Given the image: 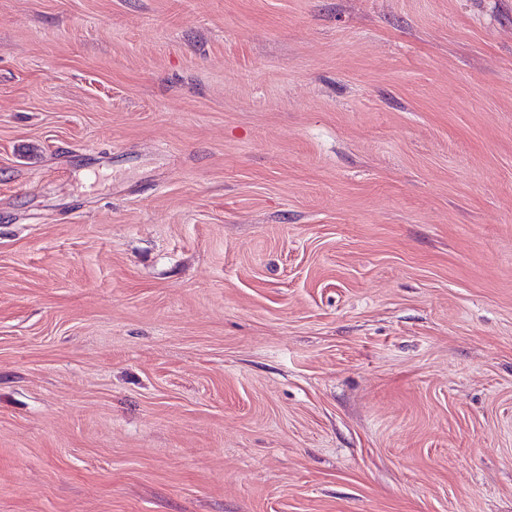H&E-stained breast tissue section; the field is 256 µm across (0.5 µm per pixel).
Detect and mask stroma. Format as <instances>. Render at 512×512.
I'll list each match as a JSON object with an SVG mask.
<instances>
[{
	"instance_id": "obj_1",
	"label": "stroma",
	"mask_w": 512,
	"mask_h": 512,
	"mask_svg": "<svg viewBox=\"0 0 512 512\" xmlns=\"http://www.w3.org/2000/svg\"><path fill=\"white\" fill-rule=\"evenodd\" d=\"M0 512H512V0H0Z\"/></svg>"
}]
</instances>
